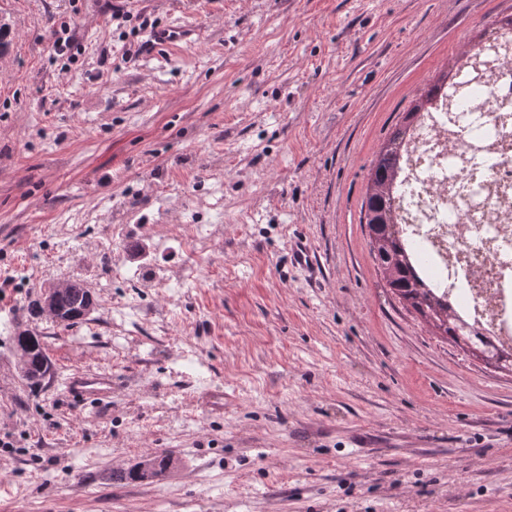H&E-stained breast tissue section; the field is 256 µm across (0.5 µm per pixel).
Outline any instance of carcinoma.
Returning <instances> with one entry per match:
<instances>
[{
    "mask_svg": "<svg viewBox=\"0 0 512 512\" xmlns=\"http://www.w3.org/2000/svg\"><path fill=\"white\" fill-rule=\"evenodd\" d=\"M452 72H444L428 83L423 93L404 113L402 122L394 128L378 151L370 170L365 200L362 204L361 223L365 225L371 253L386 286L400 301L410 306L430 323L448 342L471 352L485 364L512 373V352L496 357L481 345L459 334L448 313V303L439 300L427 285L421 283L412 269L401 240L394 232L392 186L398 170V152L407 131L420 112L432 101L436 91L448 84ZM92 303L91 293L80 281H75L69 293L60 300V307L69 313Z\"/></svg>",
    "mask_w": 512,
    "mask_h": 512,
    "instance_id": "cac0c4a2",
    "label": "carcinoma"
}]
</instances>
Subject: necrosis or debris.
Masks as SVG:
<instances>
[{
  "label": "necrosis or debris",
  "mask_w": 512,
  "mask_h": 512,
  "mask_svg": "<svg viewBox=\"0 0 512 512\" xmlns=\"http://www.w3.org/2000/svg\"><path fill=\"white\" fill-rule=\"evenodd\" d=\"M477 47L407 136L395 222L419 278L467 330L512 350V28Z\"/></svg>",
  "instance_id": "4bbe7bcc"
}]
</instances>
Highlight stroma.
I'll return each instance as SVG.
<instances>
[{"mask_svg":"<svg viewBox=\"0 0 512 512\" xmlns=\"http://www.w3.org/2000/svg\"><path fill=\"white\" fill-rule=\"evenodd\" d=\"M509 14L0 0V512H512V374L400 303L361 222L420 88ZM146 18L195 40L128 57ZM75 277L88 317L28 314ZM90 372L112 376L106 406L64 393ZM162 454L164 476L115 479Z\"/></svg>","mask_w":512,"mask_h":512,"instance_id":"obj_1","label":"stroma"}]
</instances>
